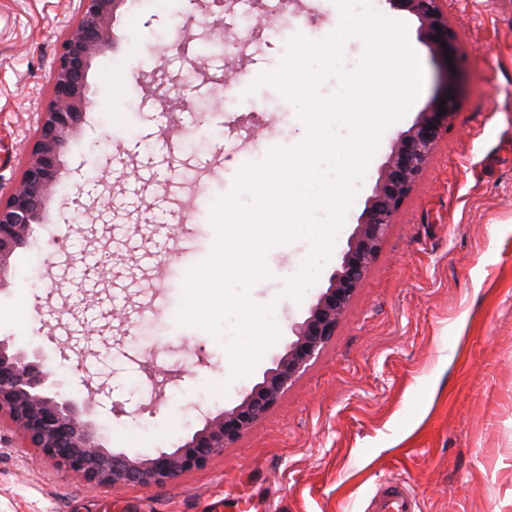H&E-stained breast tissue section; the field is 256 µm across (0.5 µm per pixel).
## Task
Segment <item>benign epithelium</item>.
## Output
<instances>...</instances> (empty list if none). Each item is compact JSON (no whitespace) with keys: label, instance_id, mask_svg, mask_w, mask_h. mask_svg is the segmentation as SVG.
I'll use <instances>...</instances> for the list:
<instances>
[{"label":"benign epithelium","instance_id":"1","mask_svg":"<svg viewBox=\"0 0 512 512\" xmlns=\"http://www.w3.org/2000/svg\"><path fill=\"white\" fill-rule=\"evenodd\" d=\"M442 2L388 0L393 8L418 20L426 47L443 53L457 34ZM122 3L80 0L78 18L59 43L48 108L28 144L17 185L6 190V198L0 197V288L12 275L11 258L42 223L45 202L59 179L61 157L76 139L83 113L93 104L88 97V72L94 58L112 45V19ZM442 99L443 114L439 112ZM456 110V100L447 92L427 103L415 122L395 135L327 285L305 318L288 326L284 353L264 371L261 381L243 391L236 406L206 417L203 427L176 450L141 458L105 448L100 427L91 419L92 404L80 406L49 393L62 382L51 380L38 354L11 349L8 337L0 339V418L9 419L40 459L82 476L93 487L163 484L203 467L254 429L331 342L376 259L387 226L396 223L438 142L452 126Z\"/></svg>","mask_w":512,"mask_h":512}]
</instances>
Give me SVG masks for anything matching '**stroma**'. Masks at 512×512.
Wrapping results in <instances>:
<instances>
[{"label":"stroma","instance_id":"1","mask_svg":"<svg viewBox=\"0 0 512 512\" xmlns=\"http://www.w3.org/2000/svg\"><path fill=\"white\" fill-rule=\"evenodd\" d=\"M79 0H0V183L17 179L24 148L49 98L55 54ZM243 0L201 8L197 0H126L112 48L88 73L95 101L43 222L12 258L0 288V338L39 350L64 396L95 398L93 417L115 453L173 451L202 428L204 413L234 407L283 353L336 266L328 260L302 300L286 278L310 254L301 238L272 247L268 277L250 301L272 306L279 337L249 374L225 366L234 319L220 334L184 324L165 275L171 239L159 216L198 236L205 258L218 230L196 221L231 194L228 163L265 157L269 144L297 147L298 116L275 86L235 85L225 69L277 70L290 39L331 33L335 0H294L284 39H256L234 57L201 40L204 29L244 36ZM404 22L423 84L399 123L408 129L433 98L453 91V125L437 144L332 341L259 426L198 470L162 485L93 488L40 462L0 424V512H369L385 481H405L418 512H512V0H446L457 33L453 67L432 54L417 19L376 0ZM183 109L161 111L162 72L190 75ZM392 137L384 135L345 214L343 248L371 195ZM123 226L124 238L113 237ZM95 227L108 252L87 279L70 265Z\"/></svg>","mask_w":512,"mask_h":512}]
</instances>
